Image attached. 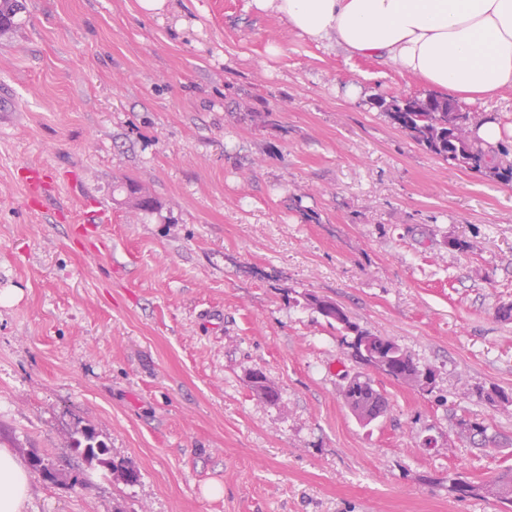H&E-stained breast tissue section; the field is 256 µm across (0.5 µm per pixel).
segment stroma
Returning a JSON list of instances; mask_svg holds the SVG:
<instances>
[{"label":"stroma","mask_w":512,"mask_h":512,"mask_svg":"<svg viewBox=\"0 0 512 512\" xmlns=\"http://www.w3.org/2000/svg\"><path fill=\"white\" fill-rule=\"evenodd\" d=\"M20 2L0 33V448L68 475L32 477L25 512H500L448 481L512 468L455 426L512 441V406L464 393L512 390V183L375 105L431 86L250 0L155 18L136 0ZM463 108L512 148V89ZM24 164L60 176L43 209L12 178ZM125 177L154 211L129 208ZM92 214L109 249L80 229ZM307 293L434 369L433 393L371 372L390 411L357 423L342 391L361 367ZM87 426L137 483L74 456ZM251 386L256 397L264 403H274L278 398V391L261 370H254L251 374ZM456 427L477 448H496L500 452L512 454V448L504 445L495 434L489 433V426L484 421L461 416L456 419Z\"/></svg>","instance_id":"stroma-1"}]
</instances>
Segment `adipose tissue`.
<instances>
[{
    "label": "adipose tissue",
    "mask_w": 512,
    "mask_h": 512,
    "mask_svg": "<svg viewBox=\"0 0 512 512\" xmlns=\"http://www.w3.org/2000/svg\"><path fill=\"white\" fill-rule=\"evenodd\" d=\"M298 35L374 58L463 101L512 88V0H251ZM31 482L0 448V512H23Z\"/></svg>",
    "instance_id": "1"
}]
</instances>
